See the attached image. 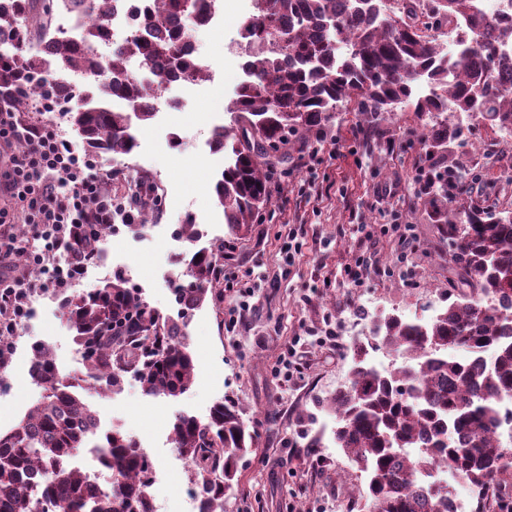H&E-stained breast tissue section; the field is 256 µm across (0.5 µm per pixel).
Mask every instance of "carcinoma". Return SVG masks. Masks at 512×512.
<instances>
[{"label": "carcinoma", "mask_w": 512, "mask_h": 512, "mask_svg": "<svg viewBox=\"0 0 512 512\" xmlns=\"http://www.w3.org/2000/svg\"><path fill=\"white\" fill-rule=\"evenodd\" d=\"M112 0H63L89 18L81 41L48 37L52 60L27 50L25 21L33 0H0V37L15 53L0 51V103L22 112L27 102L53 96L67 104L68 121L91 153L128 155L137 146L130 113L152 120L163 82L202 81L208 67L187 54L184 39L204 16L207 0H153L125 42L100 59ZM252 0L254 13L241 33L246 44L243 83L229 106L232 124L213 132V149L230 154L214 186L225 224L240 232L269 202L259 158L286 135H308L337 107L360 101L372 119L408 107L428 123L420 134L424 161L434 174L427 203L434 223L456 244L452 262L461 287L430 319L394 313L371 318L372 340L353 347L349 382L321 406L334 415L336 447L364 475L368 493L359 512H452L453 492L436 479L445 465L475 492L502 485L512 469V448L501 428L512 427V211L468 202L470 173L456 147L466 137L448 115L474 114L512 143V16L493 17L479 0ZM447 26L459 53L448 58L429 30ZM349 44L336 54L331 35ZM138 59L155 73L149 83L131 68ZM83 79L104 77L98 94L51 80L52 66ZM118 96L127 109L112 108ZM459 192L448 200V178ZM108 232L104 224H74L66 254L93 260ZM224 246L201 249L185 265L188 284L174 290L178 318L150 307L138 289L116 274L86 294L59 300L74 341L87 361L84 375L64 379L51 349L32 346L30 376L41 399L12 430L0 432V512H153L149 493L155 464L137 440L118 429L92 442L99 412L73 389L101 397L135 378L144 394L176 397L194 381L195 365L183 334L185 319L219 281ZM384 350L401 365L379 370L370 352ZM233 400L216 403L206 420L175 415L171 436L198 492V512H224L238 481V462L255 433ZM92 449L98 468L112 475L107 490L71 465ZM412 448L410 455L404 449Z\"/></svg>", "instance_id": "1"}]
</instances>
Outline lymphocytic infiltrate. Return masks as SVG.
Returning a JSON list of instances; mask_svg holds the SVG:
<instances>
[{"mask_svg":"<svg viewBox=\"0 0 512 512\" xmlns=\"http://www.w3.org/2000/svg\"><path fill=\"white\" fill-rule=\"evenodd\" d=\"M0 141L18 144L17 152L0 160V193L11 205L0 208V336L15 335L29 313L26 298L37 288L60 294L85 273L81 263H60L66 231L72 224L111 223L120 202L101 196L100 174L89 156L79 155L50 124L19 126L14 113H0ZM28 225L42 246L23 250L13 233ZM26 253L37 279L13 275L15 257Z\"/></svg>","mask_w":512,"mask_h":512,"instance_id":"obj_1","label":"lymphocytic infiltrate"}]
</instances>
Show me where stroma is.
Wrapping results in <instances>:
<instances>
[{"label":"stroma","instance_id":"1","mask_svg":"<svg viewBox=\"0 0 512 512\" xmlns=\"http://www.w3.org/2000/svg\"><path fill=\"white\" fill-rule=\"evenodd\" d=\"M223 4V27L193 32L212 78L177 90L176 107L138 128L131 154L93 157L97 171L112 176L113 198L126 206L137 204L132 176L154 189V204L142 212L150 231L105 241L101 257L109 273H122L162 315H175L173 290L184 281L176 257L224 247V294L207 296L185 327L193 384L179 397L160 399L128 379L107 397L83 399L99 410L102 429L137 438L154 460L149 492L157 512H192L187 467L170 436L174 416L206 419L227 398L239 402L257 438L224 512H347L348 490L362 497L367 485L333 442L332 416L316 404L345 384L352 344L370 337L368 311L414 317L441 308L448 291V240L432 223L417 183L423 120L403 108L369 138L358 101H349L323 128L317 156L299 139L273 155L271 177L279 188L270 205L247 233H230L213 191L226 158L211 152L207 139L213 124L230 121L226 107L243 73L241 57L227 45L253 8L251 0ZM471 124L458 148L466 168L482 178L471 198L512 207V148L496 154L499 132L478 118ZM385 184L390 194H378ZM188 222L197 227L196 241L176 234ZM360 258L369 269L355 284L346 270ZM246 284L254 290L248 308L230 311ZM11 342L10 362L0 372L1 432L17 426L42 396L29 376L33 344L50 347L61 376L85 371L71 357L76 345L58 301L41 300ZM289 349L298 371L276 376ZM315 437L321 447H309Z\"/></svg>","mask_w":512,"mask_h":512}]
</instances>
